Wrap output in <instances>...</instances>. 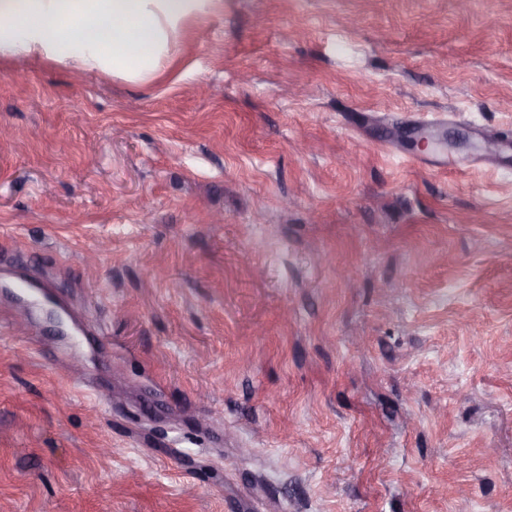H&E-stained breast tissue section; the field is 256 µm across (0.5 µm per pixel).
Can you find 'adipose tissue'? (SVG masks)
<instances>
[{
	"label": "adipose tissue",
	"mask_w": 512,
	"mask_h": 512,
	"mask_svg": "<svg viewBox=\"0 0 512 512\" xmlns=\"http://www.w3.org/2000/svg\"><path fill=\"white\" fill-rule=\"evenodd\" d=\"M206 0H0V52L49 56L64 40L77 66L106 64L137 77L155 71L169 33Z\"/></svg>",
	"instance_id": "1"
}]
</instances>
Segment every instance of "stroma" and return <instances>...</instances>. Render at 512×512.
Listing matches in <instances>:
<instances>
[{
    "instance_id": "stroma-1",
    "label": "stroma",
    "mask_w": 512,
    "mask_h": 512,
    "mask_svg": "<svg viewBox=\"0 0 512 512\" xmlns=\"http://www.w3.org/2000/svg\"><path fill=\"white\" fill-rule=\"evenodd\" d=\"M1 128L0 512H512V0H209Z\"/></svg>"
}]
</instances>
